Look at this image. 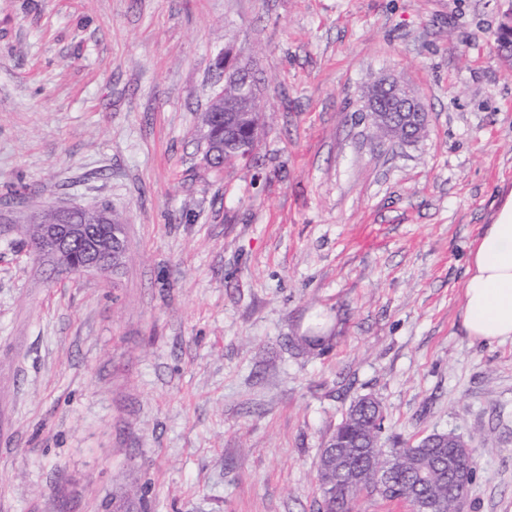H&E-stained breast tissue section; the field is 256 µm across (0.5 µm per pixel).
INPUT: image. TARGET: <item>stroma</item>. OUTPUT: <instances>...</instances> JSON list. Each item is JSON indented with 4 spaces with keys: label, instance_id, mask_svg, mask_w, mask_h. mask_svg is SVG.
<instances>
[{
    "label": "stroma",
    "instance_id": "1",
    "mask_svg": "<svg viewBox=\"0 0 512 512\" xmlns=\"http://www.w3.org/2000/svg\"><path fill=\"white\" fill-rule=\"evenodd\" d=\"M506 0H0V512H321L320 451L364 395L383 447L466 439L463 512H512V341L462 327L470 245L512 193ZM267 126L205 172L216 57ZM396 75L425 136L380 141ZM109 209L116 271L61 276L31 213ZM320 319V345L303 341ZM497 49L501 56L512 59V10L506 9L496 33ZM223 54L218 58L219 69L224 71L226 85L237 88V104L240 111H254L260 107L259 92L256 90L250 75L252 73L249 59L238 55L232 61L223 64ZM364 104L365 118L371 119L372 127L385 139L408 143L425 132L428 113L424 105L412 88L395 77L374 82L365 94Z\"/></svg>",
    "mask_w": 512,
    "mask_h": 512
}]
</instances>
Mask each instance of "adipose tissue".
<instances>
[{
    "mask_svg": "<svg viewBox=\"0 0 512 512\" xmlns=\"http://www.w3.org/2000/svg\"><path fill=\"white\" fill-rule=\"evenodd\" d=\"M463 328L472 340L512 339V193L469 251Z\"/></svg>",
    "mask_w": 512,
    "mask_h": 512,
    "instance_id": "1",
    "label": "adipose tissue"
}]
</instances>
